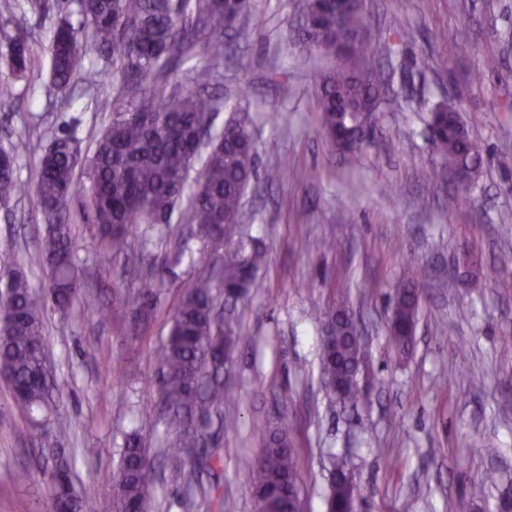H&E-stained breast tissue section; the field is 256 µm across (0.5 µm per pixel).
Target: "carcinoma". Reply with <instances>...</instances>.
I'll use <instances>...</instances> for the list:
<instances>
[{"instance_id": "1", "label": "carcinoma", "mask_w": 512, "mask_h": 512, "mask_svg": "<svg viewBox=\"0 0 512 512\" xmlns=\"http://www.w3.org/2000/svg\"><path fill=\"white\" fill-rule=\"evenodd\" d=\"M87 29L69 17L57 21L51 44L50 81L63 91L75 80L81 62V38L90 41L122 76L120 95L97 99V109L110 113L109 121L83 150L70 131L54 134L40 157L35 187L15 173L18 159L31 152L30 138L16 136L0 144V205L7 206L28 194L47 221L38 251L60 310L73 303L83 315L100 324L112 321L100 305L97 292L83 283V269L73 248V215L96 228L98 257L108 260L125 252L128 238L167 224L176 208L191 236L202 243L201 270L172 314L164 342L156 352L158 402L141 411L139 420L164 426L162 444L178 476H191L197 467L214 469L224 462L219 448H202V429L233 428L224 419V401L231 398L224 385L225 364L236 328L231 318L218 315V296L236 301L250 287L264 263L263 252L246 247L243 224L250 220L243 208L245 188L256 176L257 148L246 117H232L221 131H211L223 102L210 94L213 78L224 64V32L246 25L251 8H237L232 0H79ZM336 19H322L315 32H301V51L336 57ZM203 64L189 68L193 76L184 84L174 76L197 56ZM380 51L367 38L353 47L348 60L325 72L319 83L316 112L330 145L348 153L363 142L367 115L380 109L382 88L377 84ZM9 73L27 76L33 66L24 34L8 38L0 53ZM438 126L433 140L443 161L470 171L481 165L480 146L466 130L448 122L442 112H430ZM201 163L191 177L195 163ZM86 167L87 182L78 183L75 172ZM235 244L224 262L212 258L226 244ZM152 255L141 256L135 271L137 289L120 297L130 311V335L138 338L155 316L161 287L149 269ZM420 291L410 278L392 290L388 335L392 344L406 348L416 324ZM43 296L8 250L0 252V375L22 410L29 426L38 431L65 430L46 392L43 375L46 353L43 337ZM324 320L321 357L322 381L343 401L360 396L359 368L364 364L365 343L345 309L317 312ZM261 460L252 478L257 512H299L297 449L283 426L258 429ZM55 488V512H95L92 503L75 492L67 462L53 460L46 467ZM114 512H145L156 496L157 476L142 437L126 436L120 464L113 475ZM208 512H224V492L219 480L199 488ZM357 487L345 466L330 472L327 507L346 512L355 506Z\"/></svg>"}]
</instances>
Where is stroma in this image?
<instances>
[{"label":"stroma","instance_id":"1","mask_svg":"<svg viewBox=\"0 0 512 512\" xmlns=\"http://www.w3.org/2000/svg\"><path fill=\"white\" fill-rule=\"evenodd\" d=\"M21 0H0L12 14L6 33L23 26L34 71L13 81L0 104V140L39 129L50 138L77 121L90 140L107 123L96 94L116 96L120 76L100 78L106 63L88 52L72 89L49 90L48 46L59 13L80 22L77 0H47L43 16ZM303 0H252V25L229 33V55L216 89L224 107L216 123L247 111L258 148L245 195L252 214L244 237L266 261L233 308L240 338L231 367L235 422L218 472L224 512H256L252 472L262 424L288 426L299 452L298 484L305 512H327L332 462L354 472L358 512H497L512 496V0H365L372 40L382 52L386 99L360 149L341 155L323 137L314 97L333 61H304L297 48ZM496 69L484 66L488 57ZM451 103L483 152L471 182L446 175L424 179L437 165L428 132L430 107ZM277 112L278 122L267 115ZM276 151H267L268 143ZM281 171L275 182L265 179ZM45 221L33 197L0 208V249H16L33 288L49 281L37 261ZM340 243L333 252L319 239ZM76 258L104 301L128 288L119 262L102 266L86 225L76 228ZM493 265L508 280L484 275ZM162 306L141 338L113 304L99 325L78 308L46 306L45 349L59 412L70 429L56 445L72 464L79 495L97 512H112L123 436L155 398V351L194 271L189 263L154 267ZM422 289L413 345L402 352L387 332L388 297L403 274ZM353 311L367 342L368 395L340 403L321 380L322 327L317 311ZM157 456L159 485L148 512H207L186 500L164 458L161 432L141 427ZM40 437L27 427L0 381V512H52V491L36 457ZM28 468L23 484L11 477ZM483 484L476 496L472 487Z\"/></svg>","mask_w":512,"mask_h":512}]
</instances>
